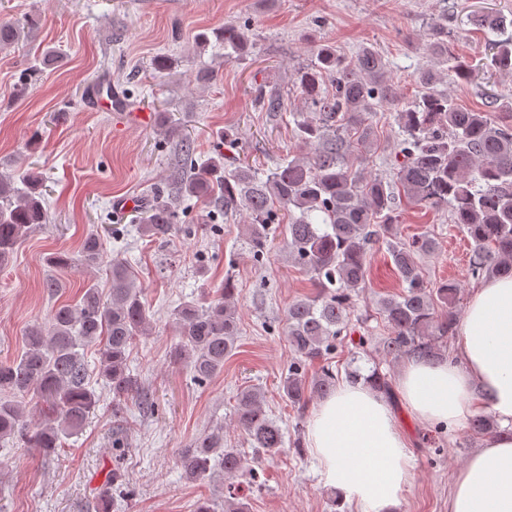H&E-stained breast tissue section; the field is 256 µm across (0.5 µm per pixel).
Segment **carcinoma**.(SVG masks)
<instances>
[{
	"instance_id": "1",
	"label": "carcinoma",
	"mask_w": 512,
	"mask_h": 512,
	"mask_svg": "<svg viewBox=\"0 0 512 512\" xmlns=\"http://www.w3.org/2000/svg\"><path fill=\"white\" fill-rule=\"evenodd\" d=\"M41 21L29 15L0 24V47L20 39L24 29ZM473 24L493 34L485 68L512 76V19L480 13ZM197 42H212L227 56L241 55L247 37L234 25L211 33L201 32ZM437 80L431 70L420 72L424 91L398 113L402 159L395 180L369 175L356 167L370 147L368 117L377 103H389L398 93L387 76L384 59L370 48L353 59L329 44H319L310 63L299 68L293 82L303 97L305 111L292 113L304 156L286 155L268 171L235 160L224 164L221 154L198 165L194 141L182 139L181 159L171 175L170 194H156L136 218L145 237L167 238L178 221L173 201L202 199L215 212L248 214L246 245L258 264L264 263L270 235L275 233L279 206L291 213L288 257L310 274L320 288L311 299L288 306L284 336L293 352L281 378L282 396L305 406L312 395L321 398L336 388L338 375L329 362L337 345L351 331L352 292L366 287L367 255L376 243L388 252L404 284L399 295L379 298L378 315L388 327L378 338L377 352L385 359L441 356V344L455 336L454 306L459 284H431L416 261L417 253L434 249L427 236L404 241L397 238L398 212L394 187L400 186L411 201L433 209L450 210L453 223L462 227L472 243L468 274L512 276V125L497 120L491 110L474 111L459 106L446 94L429 90ZM255 106L263 112H283V95L260 87ZM42 182L30 173L0 174V267L8 265L19 246L38 224L48 222L41 192ZM299 214H293V210ZM101 235L88 234L79 262L93 267L102 260ZM111 286L103 296L95 284L82 288L74 304L53 309L48 328L33 325L24 333L21 355L0 363V442L17 441L52 456L63 447L62 437L78 433L96 411L98 399L91 388L84 351L98 347L97 379L114 395L112 415L122 418L130 407L149 409L153 398L140 377L129 367V348L139 336L149 334V308L143 290L119 258L109 265ZM238 289L231 277L207 302L184 301L172 312L179 338L172 350L184 361L197 383L211 380L224 370V359L235 349L240 331L236 307ZM325 360L320 372L306 374L307 364ZM46 407L56 426L30 425L22 401ZM235 417L250 448L267 456L285 448V429L264 409L253 388L241 389L235 399ZM475 434L498 429L489 414L469 419ZM236 448L224 446V426L203 432L181 450V479L205 482L219 466L228 480L224 512H246L235 482L255 481L253 463ZM118 472L112 473L99 496L109 512L112 492L128 493Z\"/></svg>"
}]
</instances>
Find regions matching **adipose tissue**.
<instances>
[{"label": "adipose tissue", "instance_id": "1", "mask_svg": "<svg viewBox=\"0 0 512 512\" xmlns=\"http://www.w3.org/2000/svg\"><path fill=\"white\" fill-rule=\"evenodd\" d=\"M389 399L363 379L338 382L313 410L306 440L324 485L338 499L393 512L412 478L409 441L396 415L463 426L475 413L502 425L457 471L448 512H512V277L481 282L467 303L451 353L408 357Z\"/></svg>", "mask_w": 512, "mask_h": 512}]
</instances>
